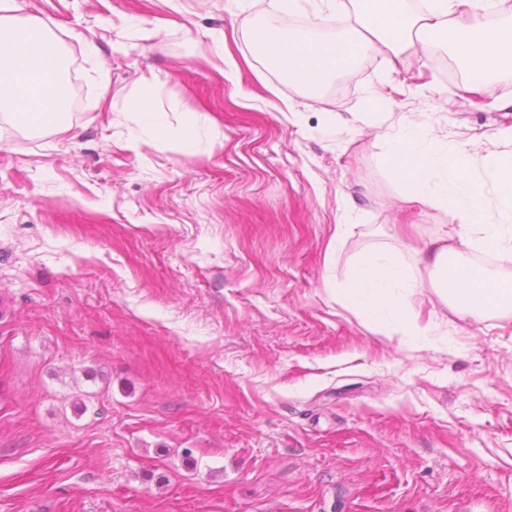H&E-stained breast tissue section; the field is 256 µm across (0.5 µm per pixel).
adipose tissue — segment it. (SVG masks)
<instances>
[{
    "label": "adipose tissue",
    "instance_id": "ef3b65f1",
    "mask_svg": "<svg viewBox=\"0 0 512 512\" xmlns=\"http://www.w3.org/2000/svg\"><path fill=\"white\" fill-rule=\"evenodd\" d=\"M323 11H347L348 27L323 39L310 28L255 26L253 50L298 89L315 92L329 77L364 55H383L389 70L411 56L431 59L445 49L466 75L460 91L479 97L491 79L512 80V6L507 0H320ZM18 0H0V113L30 127L55 122L65 106L58 83L61 54L36 19L13 22ZM385 162L404 181L406 208L451 209L456 244L439 236L418 250V261L445 303L481 315L512 308V275L494 277L478 265L482 252L512 254V158L497 152L474 157L466 144L439 145L430 126L406 122L385 136ZM482 179H474L473 167ZM418 281L395 257L373 252L353 267L338 294L347 307L376 325L395 321L408 336L426 327L414 313Z\"/></svg>",
    "mask_w": 512,
    "mask_h": 512
}]
</instances>
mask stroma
Masks as SVG:
<instances>
[{
	"label": "stroma",
	"mask_w": 512,
	"mask_h": 512,
	"mask_svg": "<svg viewBox=\"0 0 512 512\" xmlns=\"http://www.w3.org/2000/svg\"><path fill=\"white\" fill-rule=\"evenodd\" d=\"M177 2L18 0L66 108L0 115V512H512V310L423 287L407 336L337 294L456 225L400 215L382 133L504 150L512 81L475 101L371 52L309 94L253 52L276 0ZM150 83L164 137L130 108Z\"/></svg>",
	"instance_id": "35a3bbf8"
}]
</instances>
